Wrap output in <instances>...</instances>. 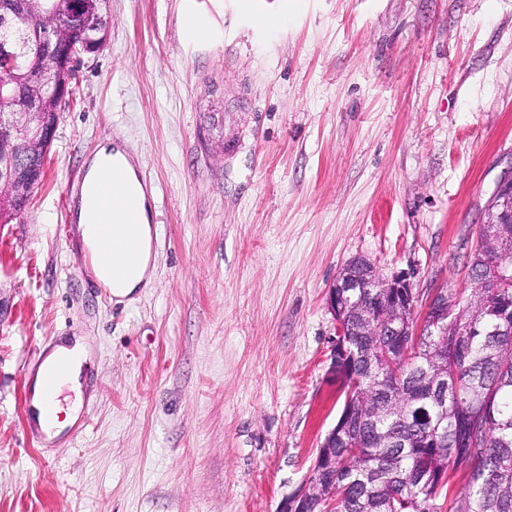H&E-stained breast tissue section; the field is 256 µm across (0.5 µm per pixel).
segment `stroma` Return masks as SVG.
<instances>
[{
	"mask_svg": "<svg viewBox=\"0 0 512 512\" xmlns=\"http://www.w3.org/2000/svg\"><path fill=\"white\" fill-rule=\"evenodd\" d=\"M44 175L0 223V512H276L343 397L326 297L348 260L467 285L512 164V0H110ZM210 21L207 39L183 20ZM226 111L242 147L209 133ZM126 142L156 187L154 276L110 303L65 237L82 167ZM89 337L82 435L24 414Z\"/></svg>",
	"mask_w": 512,
	"mask_h": 512,
	"instance_id": "35a3bbf8",
	"label": "stroma"
}]
</instances>
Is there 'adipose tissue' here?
Here are the masks:
<instances>
[{
	"instance_id": "ef3b65f1",
	"label": "adipose tissue",
	"mask_w": 512,
	"mask_h": 512,
	"mask_svg": "<svg viewBox=\"0 0 512 512\" xmlns=\"http://www.w3.org/2000/svg\"><path fill=\"white\" fill-rule=\"evenodd\" d=\"M119 160L123 164L124 177L121 189L132 193L142 213L138 226L136 248L139 259L133 266L121 268L111 265L109 260L99 252V227L92 224L90 214L96 206L94 182L99 169L111 160ZM149 206L146 192L139 180L138 171L126 150L112 143H105L87 163V173L79 201L76 205V231L79 235L83 251L89 258L96 281L108 288L116 300H133L143 289L148 287L153 277V232L154 228L148 215ZM90 358V352L83 338L59 340L46 358L47 364L65 361L68 373L61 381L60 390L73 393L69 403H61L59 397L45 399L41 384H33L31 406L32 419L46 440H54L63 435L65 430L75 421L81 408L82 400V369Z\"/></svg>"
}]
</instances>
